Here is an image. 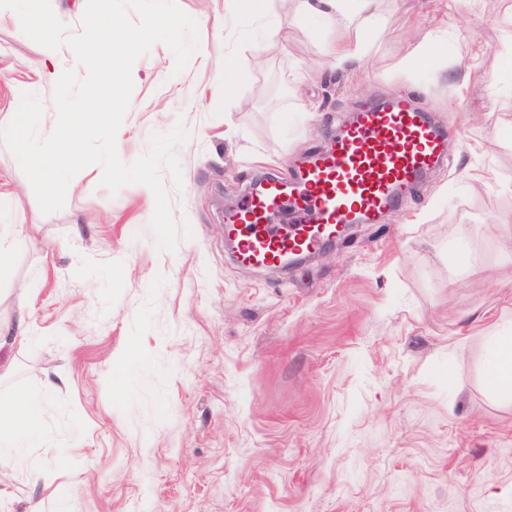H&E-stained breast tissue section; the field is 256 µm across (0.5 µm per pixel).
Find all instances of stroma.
Segmentation results:
<instances>
[{
  "label": "stroma",
  "mask_w": 512,
  "mask_h": 512,
  "mask_svg": "<svg viewBox=\"0 0 512 512\" xmlns=\"http://www.w3.org/2000/svg\"><path fill=\"white\" fill-rule=\"evenodd\" d=\"M239 2L177 0L199 31L186 68L161 42L132 68L120 159L189 130L175 251L145 185L110 192L94 164L46 215L0 142V330L22 315L32 331L0 347V399L49 404L36 446L0 462V512H512V392L487 378L512 336V0H379L347 71L326 51L358 34L355 11L331 32L274 0L244 32ZM20 30L0 9V129L17 83L50 127L54 87ZM414 92L457 131L403 211L287 271L235 262L223 210L257 176L293 175L337 118Z\"/></svg>",
  "instance_id": "stroma-1"
}]
</instances>
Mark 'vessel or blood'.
<instances>
[{
	"mask_svg": "<svg viewBox=\"0 0 512 512\" xmlns=\"http://www.w3.org/2000/svg\"><path fill=\"white\" fill-rule=\"evenodd\" d=\"M448 137L409 97L354 112L294 178L266 177L227 217L237 262L276 267L284 255L345 239L349 225L400 211L420 177L444 161Z\"/></svg>",
	"mask_w": 512,
	"mask_h": 512,
	"instance_id": "obj_1",
	"label": "vessel or blood"
}]
</instances>
